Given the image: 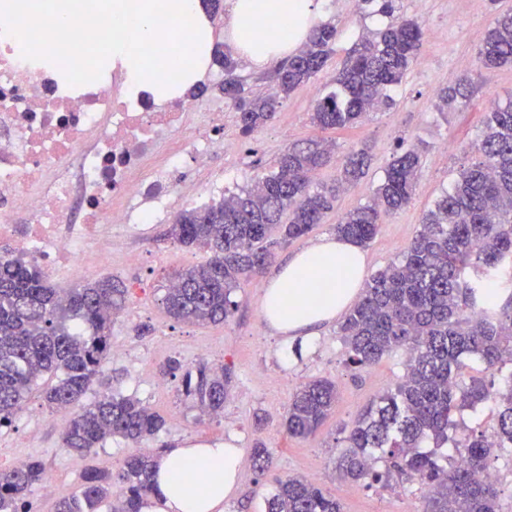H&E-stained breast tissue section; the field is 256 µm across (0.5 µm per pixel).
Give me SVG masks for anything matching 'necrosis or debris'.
<instances>
[{
  "label": "necrosis or debris",
  "instance_id": "obj_1",
  "mask_svg": "<svg viewBox=\"0 0 512 512\" xmlns=\"http://www.w3.org/2000/svg\"><path fill=\"white\" fill-rule=\"evenodd\" d=\"M14 2L0 12V258L50 274L107 266L103 238L164 222L186 169L223 155L224 114L132 92L100 61L112 25L99 12L63 28Z\"/></svg>",
  "mask_w": 512,
  "mask_h": 512
}]
</instances>
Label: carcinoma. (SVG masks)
I'll return each instance as SVG.
<instances>
[{"label":"carcinoma","mask_w":512,"mask_h":512,"mask_svg":"<svg viewBox=\"0 0 512 512\" xmlns=\"http://www.w3.org/2000/svg\"><path fill=\"white\" fill-rule=\"evenodd\" d=\"M362 9L388 18L386 27L358 36L336 73V89L320 97L312 121L322 129L358 125L369 114L395 105L392 92L423 46V28L396 15L395 0H359ZM339 35L330 21L315 26L293 56L275 69L274 93L255 94L237 75V62L224 54V97L239 110L248 136L272 121L291 92L323 70ZM485 69L512 65V12L499 15L478 51ZM472 75H461L439 94L440 101L470 104ZM333 146L310 139L294 144L268 173L224 200L182 211L167 230L180 245L203 248V265L176 272L166 289L164 311L199 325L226 321L236 310L232 294L241 280L257 276L274 250L307 235L333 208L339 187L319 188L315 172ZM423 143L399 144L371 200L342 215L334 231L361 247L378 231L383 217L408 206L422 170ZM478 160L460 169L451 188L434 202L403 254L377 271L360 300L340 323L345 363L363 368L405 349L404 373L395 388L373 402L349 431L336 459L344 481L382 478L377 464L428 487L425 512H498L497 490L486 478L493 456L512 457V371L499 382L470 377L464 360L485 370L512 366V295L490 298L496 274L512 269V99L489 110L476 145ZM370 166L364 148L351 151L341 183L363 178ZM128 289L108 278L55 287L43 270L17 257L0 259V428L12 423L40 378L46 406L69 414L63 447L83 453L113 437L134 443L153 438L164 420L139 400L104 395L70 412L103 373L109 353L112 315L126 305ZM230 369L205 365L186 371L182 386L210 413L224 410ZM336 384L328 379L303 383L288 404V435H314L336 406ZM495 403L494 442L480 431L456 439L465 408ZM461 453L462 463L454 454ZM255 469L264 473L271 452L257 446ZM154 456H127L118 471H88L79 492L59 499L55 512H142L156 492ZM48 482L42 460L0 468V512H27V497ZM266 512H342L339 501L300 476L276 479Z\"/></svg>","instance_id":"1"}]
</instances>
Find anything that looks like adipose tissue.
Wrapping results in <instances>:
<instances>
[{"mask_svg": "<svg viewBox=\"0 0 512 512\" xmlns=\"http://www.w3.org/2000/svg\"><path fill=\"white\" fill-rule=\"evenodd\" d=\"M319 0H225L224 37L243 57L261 66L285 56L306 38ZM191 16L193 32H164L166 20ZM112 59L129 72L134 89L163 100L194 87V75L211 60L213 16L202 0H110ZM286 25L289 38L262 33L265 25ZM177 69L181 80L169 85L160 72ZM365 268L360 246L335 236L314 240L283 263L264 287L260 312L279 336L310 338L318 327L342 314L355 299ZM242 450L235 437L194 441L164 453L142 512H224L236 491Z\"/></svg>", "mask_w": 512, "mask_h": 512, "instance_id": "obj_1", "label": "adipose tissue"}]
</instances>
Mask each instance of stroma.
Segmentation results:
<instances>
[{
	"instance_id": "stroma-1",
	"label": "stroma",
	"mask_w": 512,
	"mask_h": 512,
	"mask_svg": "<svg viewBox=\"0 0 512 512\" xmlns=\"http://www.w3.org/2000/svg\"><path fill=\"white\" fill-rule=\"evenodd\" d=\"M405 17L424 28V43L418 62L396 87V107L371 116L363 124L345 130H321L311 114L317 96L334 90L337 70L346 50L367 30L385 25L384 16L362 13L356 0H322L319 21L332 22L341 36L326 67L310 83L293 91L283 101L267 127L243 136L239 113L225 99L221 87L224 70L211 64L209 77L201 81L202 99L224 112V135L237 139L236 151L217 162L224 171L225 191L250 185L253 178L273 166L288 145L322 137L335 142L332 160L322 167L316 180L331 184L339 178L341 160L350 150L368 147L371 163L366 175L348 187L334 204L323 224L310 235L277 250L275 265L304 249L310 240L332 234L343 213L367 203L383 176L399 142H424L421 177L408 207L385 218L376 237L365 247V272L374 274L397 259L420 228L423 213L473 158V145L480 137L490 101L505 102L512 95V66L479 69L477 51L497 13L512 10V0H397ZM477 74L473 105L441 108L440 89L463 73ZM167 224L154 225L146 237L123 241L124 250L140 255L126 264L114 255L111 266L54 277L53 285L73 287L83 279L109 278L128 290L126 314L112 323V342L123 346L122 354H109L104 377L85 396L95 401L105 393L139 399L163 417V430L148 443L149 448H174L201 439L235 436L242 450L241 479L234 495L224 503V512H264L273 491V476H315L324 491L336 497L343 512H424L426 492L407 476L390 473L369 485H351L340 480L334 466L346 448V437L364 410L380 395L394 388L404 372L405 352L398 351L379 363L354 368L345 363V348L337 335V323L319 328L315 338L301 346L272 335L261 314L264 279L241 285L234 294L237 310L226 322L198 326L171 319L161 300L172 275L204 263L208 255L194 247H183L168 239ZM183 368L198 364L223 365L233 372L230 394L221 415L201 412L196 400L187 396L180 378L163 376L169 360ZM280 385H270V377ZM327 378L335 382L336 408L315 437H288L282 421L297 387L308 380ZM65 420L47 408L38 395H31L11 426L0 428V468L11 467L14 457L41 458L57 485L53 493L35 489L29 496L31 512H54L58 498L76 493L84 472L115 470L135 452L136 444L118 437L78 454L62 446ZM264 444L273 456L269 473L254 470L251 450Z\"/></svg>"
}]
</instances>
